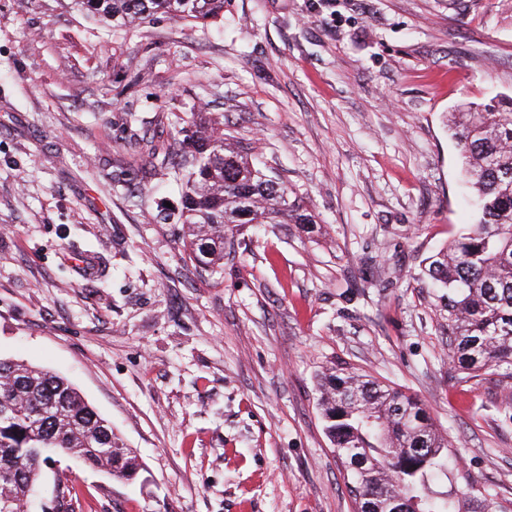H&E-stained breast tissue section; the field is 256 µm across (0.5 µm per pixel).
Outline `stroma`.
Listing matches in <instances>:
<instances>
[{
	"label": "stroma",
	"mask_w": 512,
	"mask_h": 512,
	"mask_svg": "<svg viewBox=\"0 0 512 512\" xmlns=\"http://www.w3.org/2000/svg\"><path fill=\"white\" fill-rule=\"evenodd\" d=\"M503 97L512 0H224L119 29L0 0V356L66 377L144 464L126 485L56 459L34 512H355L315 388L341 363L429 409L452 456L432 491L511 505L512 378L458 372L420 278L479 220L447 116ZM193 112L315 232L248 224L196 270L157 161Z\"/></svg>",
	"instance_id": "stroma-1"
}]
</instances>
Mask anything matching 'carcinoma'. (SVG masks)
<instances>
[{
  "instance_id": "carcinoma-1",
  "label": "carcinoma",
  "mask_w": 512,
  "mask_h": 512,
  "mask_svg": "<svg viewBox=\"0 0 512 512\" xmlns=\"http://www.w3.org/2000/svg\"><path fill=\"white\" fill-rule=\"evenodd\" d=\"M102 21L126 24L161 12L205 25L224 16V0H77ZM480 219L427 258L426 277L448 290L452 360L469 376L503 370L512 378V99L448 113ZM182 171L186 255L195 268L224 267V244L242 224H304L313 216L256 167L220 127L192 113ZM0 512L36 490L43 466L60 453L112 479L135 483L143 465L65 378L0 358ZM327 435L345 471L357 512H512L486 490L430 495V478L448 468V439L428 409L354 368L317 376Z\"/></svg>"
}]
</instances>
